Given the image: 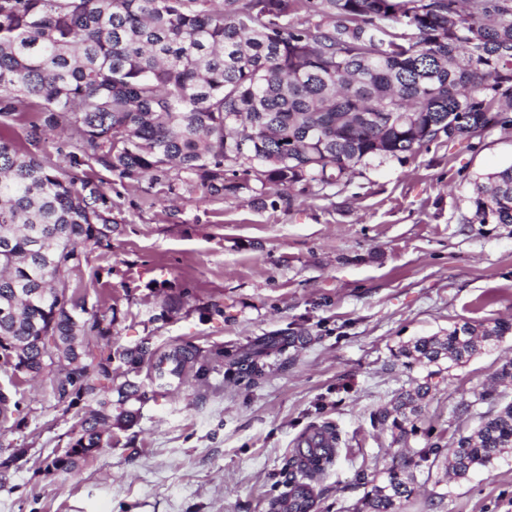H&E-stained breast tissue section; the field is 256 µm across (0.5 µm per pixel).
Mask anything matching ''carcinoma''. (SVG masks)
I'll return each mask as SVG.
<instances>
[{"label":"carcinoma","instance_id":"1","mask_svg":"<svg viewBox=\"0 0 512 512\" xmlns=\"http://www.w3.org/2000/svg\"><path fill=\"white\" fill-rule=\"evenodd\" d=\"M26 141L67 129L75 150L57 162L5 134L29 112ZM512 128V0H0V368L51 376L59 400L83 404L72 442L49 469L67 473L138 417L146 397L114 384L112 356L95 360L106 314L89 312L70 276L87 251L110 246L112 203L85 171L147 178L166 193L244 190L279 198L344 187L375 162L404 161L442 133L470 141ZM482 224H512V164L474 182ZM512 335V319L456 324L392 351L427 370L371 415L392 441L419 433L380 472L359 476L358 512H399L422 463L459 479L512 457V359L475 401L500 404L446 449L424 426L443 365L467 363ZM49 336L53 345L38 344ZM259 348L233 362L251 386L266 376ZM136 372L152 364L159 389L198 361L191 346L125 348ZM0 390V422L19 412ZM325 423L304 431L268 512H317L321 476L338 456Z\"/></svg>","mask_w":512,"mask_h":512}]
</instances>
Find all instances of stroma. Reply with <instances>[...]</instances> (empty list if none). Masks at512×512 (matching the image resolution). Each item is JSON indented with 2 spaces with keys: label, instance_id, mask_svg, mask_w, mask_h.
<instances>
[{
  "label": "stroma",
  "instance_id": "1",
  "mask_svg": "<svg viewBox=\"0 0 512 512\" xmlns=\"http://www.w3.org/2000/svg\"><path fill=\"white\" fill-rule=\"evenodd\" d=\"M512 164V129L434 141L406 161L364 170L342 188L271 202L244 191L164 195L149 181L94 166L112 199L110 246L83 268L87 307L114 315L108 344L118 381L148 385L122 349L189 345L222 364L191 373L180 390L147 393L139 417L71 473L47 471L67 448L80 407H66L48 376L0 389L24 396L21 427L0 426V512H268L296 439L331 422L340 451L323 476L319 512H358V471L382 469L396 450L370 415L422 376L392 349L454 324L512 318V225L481 224L469 197L481 175ZM271 336L256 387L227 364ZM512 358V336L440 382L425 422L444 438L470 432L489 404L458 417V401L487 387ZM22 456H15V449ZM400 512H512V457L468 478L443 466L419 473Z\"/></svg>",
  "mask_w": 512,
  "mask_h": 512
}]
</instances>
